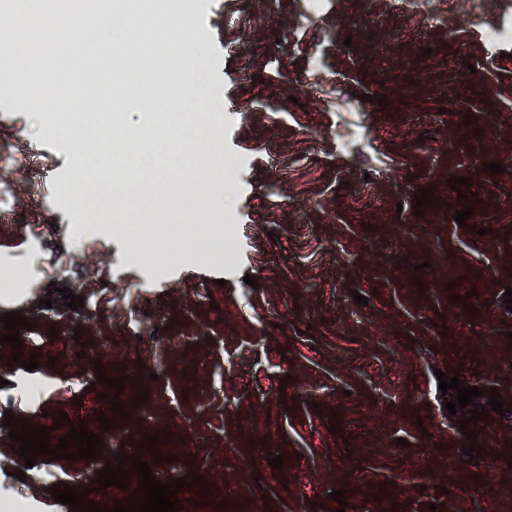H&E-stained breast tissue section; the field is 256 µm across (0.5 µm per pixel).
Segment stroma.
<instances>
[{"mask_svg":"<svg viewBox=\"0 0 512 512\" xmlns=\"http://www.w3.org/2000/svg\"><path fill=\"white\" fill-rule=\"evenodd\" d=\"M196 2L185 38L204 78L156 81L193 86L185 111L220 115L222 135L195 154L232 164L235 257L135 261L118 224L84 223L61 198L73 147L52 114L0 96L11 119L0 150L51 160L38 192L24 167L0 171L11 202L0 268L23 274L22 288L0 291V318L26 317L22 351L39 363L24 369L0 342V415L49 427L54 445L78 424L103 442L97 458L42 455L29 468L0 425V498L69 512L49 492L63 482L111 512L130 489L91 482L122 451L165 484L205 478L179 491L182 512H512V42L487 37L512 29V0ZM166 121L158 99L130 94L88 144L113 149V206L126 201L134 152L149 180L193 191L179 135L152 140ZM458 177L469 197L452 189ZM421 189L431 203L417 205ZM452 272L477 281L476 294L452 288ZM63 287L83 308L65 306ZM46 296L51 308L34 309ZM100 371L141 378L106 431ZM443 377L502 397L506 415L475 424L477 463L443 406ZM60 411L68 423L56 424ZM152 434L168 459L142 450Z\"/></svg>","mask_w":512,"mask_h":512,"instance_id":"stroma-1","label":"stroma"}]
</instances>
